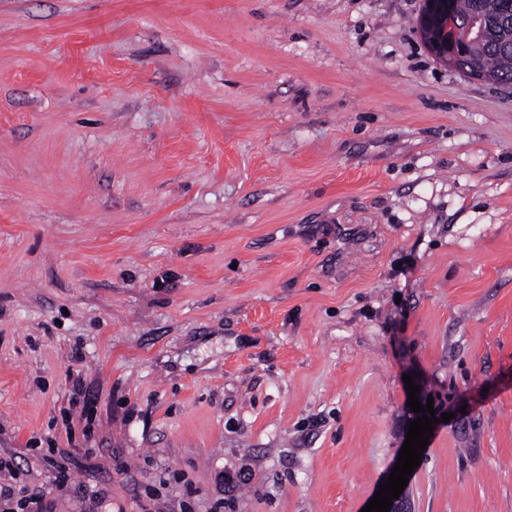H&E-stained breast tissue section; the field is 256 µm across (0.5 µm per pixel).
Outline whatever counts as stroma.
<instances>
[{
  "mask_svg": "<svg viewBox=\"0 0 512 512\" xmlns=\"http://www.w3.org/2000/svg\"><path fill=\"white\" fill-rule=\"evenodd\" d=\"M422 3L0 0V457L52 512H362L407 374L410 512H512V87ZM456 17V0H426L424 21L428 26L443 28V37L436 44L437 59L455 67L465 55L470 39L480 37L484 22L481 17H474L465 24V33L461 36L454 26Z\"/></svg>",
  "mask_w": 512,
  "mask_h": 512,
  "instance_id": "1",
  "label": "stroma"
}]
</instances>
